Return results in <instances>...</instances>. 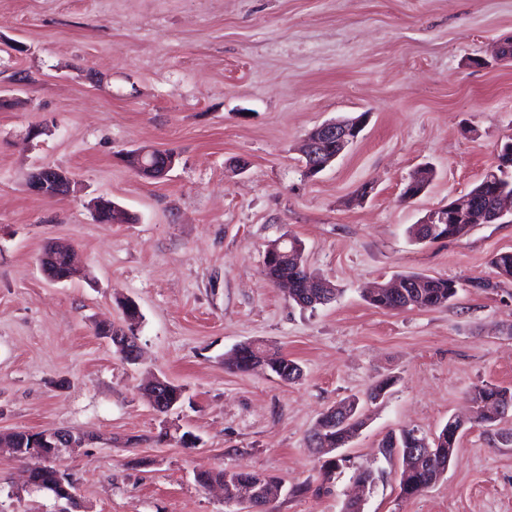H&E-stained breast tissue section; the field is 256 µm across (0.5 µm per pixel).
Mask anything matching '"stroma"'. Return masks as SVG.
I'll list each match as a JSON object with an SVG mask.
<instances>
[{
	"instance_id": "obj_1",
	"label": "stroma",
	"mask_w": 512,
	"mask_h": 512,
	"mask_svg": "<svg viewBox=\"0 0 512 512\" xmlns=\"http://www.w3.org/2000/svg\"><path fill=\"white\" fill-rule=\"evenodd\" d=\"M508 38L512 0H0V432L94 435L61 463L87 512H225L196 481L220 468L274 477V512H341L358 467L383 473L364 512H512V443L467 420L475 386L512 389V281L490 265L512 251V222L433 243L410 233L512 139V61L494 57ZM362 113L358 140L308 176L306 134ZM142 146L174 154L165 178L127 167ZM41 165L70 171L73 194L29 193ZM424 166L430 184L403 200ZM98 198L131 221L97 223ZM284 235L332 302L301 309L265 277V247ZM54 242L76 250L80 277H44ZM407 273L458 293L432 310L366 300ZM126 298L142 313L135 364L94 329L121 323ZM257 340L301 376L225 367ZM154 376L183 388L170 418L196 445L157 442L142 392ZM386 376L385 397L365 401ZM354 396L364 425L340 450L348 468L324 480L308 435ZM455 416L467 424L446 472L401 498L383 438ZM25 467L0 453V512H63L24 491Z\"/></svg>"
}]
</instances>
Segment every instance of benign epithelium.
<instances>
[{
    "instance_id": "benign-epithelium-1",
    "label": "benign epithelium",
    "mask_w": 512,
    "mask_h": 512,
    "mask_svg": "<svg viewBox=\"0 0 512 512\" xmlns=\"http://www.w3.org/2000/svg\"><path fill=\"white\" fill-rule=\"evenodd\" d=\"M366 118L359 117L353 121H329L313 129L303 143V156L306 160V172L315 175L331 164L350 144L356 142L365 126ZM175 156L165 150L145 146L127 155L126 163L139 177L153 180L164 178L173 168ZM74 181L69 172L63 168L42 166L36 168L29 176L28 190L42 197H66L71 194ZM476 200L471 195H465L451 203V206L441 207L428 213L421 223L430 228L426 240L431 241L448 223V215L457 218L475 216ZM96 219L100 224H118L128 219L127 213L118 205L101 200L96 205ZM289 238L283 236L266 247L264 260L279 261L288 257ZM292 288L293 295L298 300L308 297L315 298L317 289L326 286L323 281L298 275L294 280H283ZM139 322V317L126 318L121 325L103 323L97 325V334L112 343L116 352L127 362H135L140 355L138 339L133 331ZM175 387L166 378L157 377L147 388L155 411L167 416L172 412L175 403L168 401V394ZM16 433H0V450H7L14 458L22 460L38 457L44 464L30 471L27 486L35 492L43 491L40 482L34 480V475L57 464L64 454L77 448H83L93 442V437L74 433L67 429H45L40 436L31 441L28 448H16ZM280 489L240 485L234 492V502L243 507L242 512H256L257 503L261 499L268 501L277 497Z\"/></svg>"
}]
</instances>
